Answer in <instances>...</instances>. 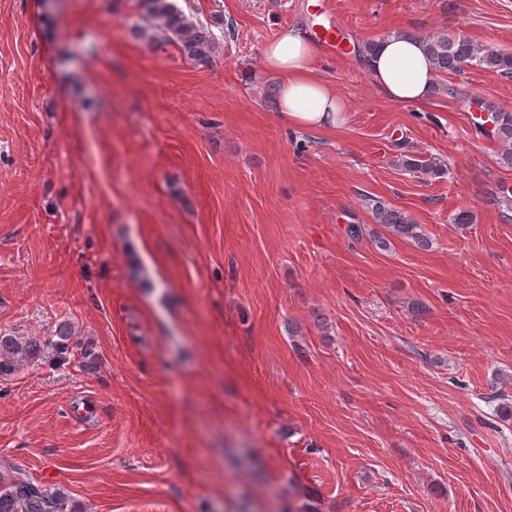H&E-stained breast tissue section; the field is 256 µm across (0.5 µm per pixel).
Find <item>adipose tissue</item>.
Segmentation results:
<instances>
[{
  "label": "adipose tissue",
  "mask_w": 512,
  "mask_h": 512,
  "mask_svg": "<svg viewBox=\"0 0 512 512\" xmlns=\"http://www.w3.org/2000/svg\"><path fill=\"white\" fill-rule=\"evenodd\" d=\"M321 53L320 43L296 27L282 29L263 52L265 69L279 80L280 115L304 129H333L344 121L340 96L312 75ZM363 65L388 100L404 105L424 103L436 78L424 44L408 34L383 39Z\"/></svg>",
  "instance_id": "adipose-tissue-1"
}]
</instances>
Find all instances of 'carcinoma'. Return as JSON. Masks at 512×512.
Listing matches in <instances>:
<instances>
[{
    "instance_id": "1",
    "label": "carcinoma",
    "mask_w": 512,
    "mask_h": 512,
    "mask_svg": "<svg viewBox=\"0 0 512 512\" xmlns=\"http://www.w3.org/2000/svg\"><path fill=\"white\" fill-rule=\"evenodd\" d=\"M139 8L145 21L141 32L151 33L152 39L179 45L188 57L199 63L210 61L216 52V37L209 28L190 20L175 0H139ZM420 40L425 44L439 75L458 74L463 71V66L475 65L512 77V53L482 48L459 33L422 36ZM493 138L501 144V164L512 167V112H498ZM403 166L429 177L444 174L442 165L430 159H407L403 161ZM366 205L374 221L392 235L412 240L420 247L428 246L419 225L402 210L377 197L367 198ZM73 339L72 329L66 323L60 324L54 337L48 340L14 336L1 330L0 378L14 375L24 364L39 361L46 348L52 347L58 354H66ZM0 512L80 510L63 491L36 485L16 469L0 466Z\"/></svg>"
}]
</instances>
